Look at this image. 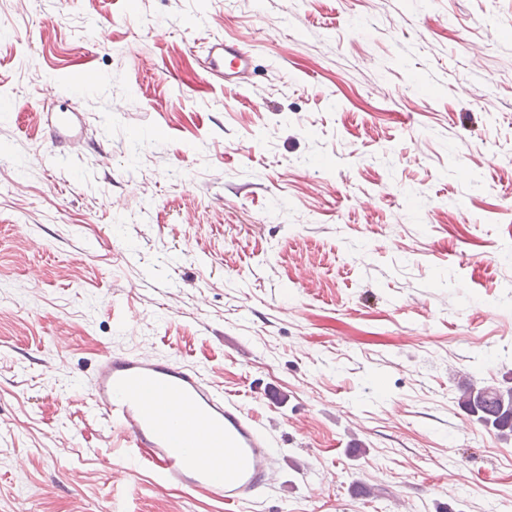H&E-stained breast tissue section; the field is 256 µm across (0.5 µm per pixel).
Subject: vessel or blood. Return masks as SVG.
Returning <instances> with one entry per match:
<instances>
[{"label": "vessel or blood", "instance_id": "obj_1", "mask_svg": "<svg viewBox=\"0 0 512 512\" xmlns=\"http://www.w3.org/2000/svg\"><path fill=\"white\" fill-rule=\"evenodd\" d=\"M212 71L240 84L254 73L249 51L226 42L208 49ZM93 410L126 440L132 463L159 479L238 505L266 488L272 443L237 401L192 367L134 352L99 360L89 382Z\"/></svg>", "mask_w": 512, "mask_h": 512}]
</instances>
